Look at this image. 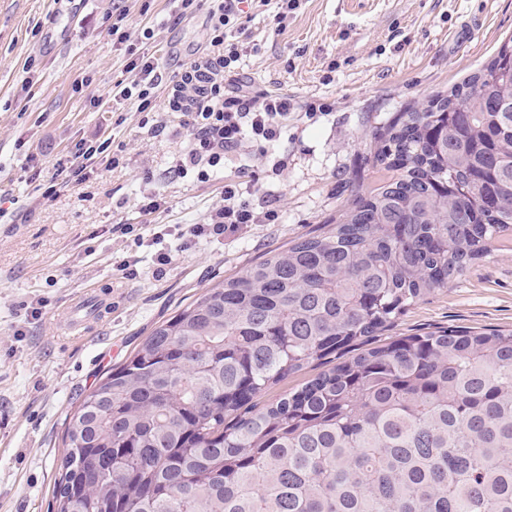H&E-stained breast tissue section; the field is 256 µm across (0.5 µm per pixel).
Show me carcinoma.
<instances>
[{"label": "carcinoma", "mask_w": 512, "mask_h": 512, "mask_svg": "<svg viewBox=\"0 0 512 512\" xmlns=\"http://www.w3.org/2000/svg\"><path fill=\"white\" fill-rule=\"evenodd\" d=\"M370 162L389 176L336 223L205 289L76 402L53 512H512V329L371 345L512 230V37L377 129ZM323 369H326V368L322 367V366L321 367H316V368H308L307 370H305V371H303V372H301L299 374H296V375H294L292 377H289L288 380L285 381L284 383H281L280 385L275 386L274 388H272L270 390V392L265 394L260 399V401L267 402V401L272 400L275 397L279 396L280 394H283L286 391H290L291 389L296 388V387L302 385L306 381L314 378Z\"/></svg>", "instance_id": "cac0c4a2"}]
</instances>
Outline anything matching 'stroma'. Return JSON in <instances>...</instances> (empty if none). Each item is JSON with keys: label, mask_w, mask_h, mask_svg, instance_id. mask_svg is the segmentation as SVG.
<instances>
[{"label": "stroma", "mask_w": 512, "mask_h": 512, "mask_svg": "<svg viewBox=\"0 0 512 512\" xmlns=\"http://www.w3.org/2000/svg\"><path fill=\"white\" fill-rule=\"evenodd\" d=\"M124 5L125 45L110 33L112 0H0V191L16 199L0 218V512H51L63 420L77 398L206 288L321 233L351 185H375V128L450 89L512 37V0H306L280 31L256 12L238 72L251 92L279 91L294 104L277 148L288 168L268 181L279 223L200 241L176 253L161 278L151 249H140L139 275L120 279L112 264L131 244L112 226L141 223V194L170 201L162 224L201 222L224 198L220 180L161 179L186 139L153 137L135 106L112 100L115 84L131 78L127 46L146 44L171 82L208 42L206 10L182 18L175 0ZM146 27L154 36L145 43ZM105 129L123 148L119 166H97L84 184L42 198L66 149ZM149 171L156 181H145ZM91 290L112 313L71 330L69 305ZM442 328H512V240L418 302L382 339Z\"/></svg>", "instance_id": "35a3bbf8"}]
</instances>
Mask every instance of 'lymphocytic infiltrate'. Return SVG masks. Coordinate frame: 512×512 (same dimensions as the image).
<instances>
[{"label":"lymphocytic infiltrate","instance_id":"lymphocytic-infiltrate-1","mask_svg":"<svg viewBox=\"0 0 512 512\" xmlns=\"http://www.w3.org/2000/svg\"><path fill=\"white\" fill-rule=\"evenodd\" d=\"M270 1L275 4L272 23L278 28L301 6V0H210L208 44L197 49L164 96L165 111L179 114V130L188 139L185 151L174 161L175 174L192 172L198 181L208 182L226 165L240 163L245 144H254L265 153L287 133L291 109L287 95L251 93L237 73L243 44L250 37V11ZM129 69L133 77L116 83L114 100L135 102L142 111L151 109L162 83L157 58L142 53L131 60ZM107 149L106 142L98 140L75 143L67 158L55 163V177L45 186L43 197L56 196L60 183H83L98 162L119 165V157L107 156ZM278 220L275 201L262 183L228 178L223 203L211 209L205 222L174 225L175 251L190 250L203 238L221 239L249 225Z\"/></svg>","mask_w":512,"mask_h":512}]
</instances>
